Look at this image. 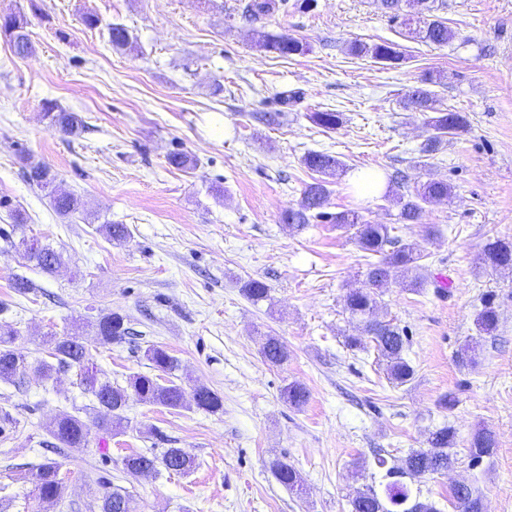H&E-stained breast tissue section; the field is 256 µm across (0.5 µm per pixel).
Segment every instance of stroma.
I'll return each instance as SVG.
<instances>
[{
  "instance_id": "obj_1",
  "label": "stroma",
  "mask_w": 512,
  "mask_h": 512,
  "mask_svg": "<svg viewBox=\"0 0 512 512\" xmlns=\"http://www.w3.org/2000/svg\"><path fill=\"white\" fill-rule=\"evenodd\" d=\"M247 2L0 0V15H24L34 47L20 58L0 36V228L10 225L9 206L21 207L22 236L62 255L48 275L23 247L0 240V321L18 330L26 360L22 385L0 381V408L20 421L0 443V512H28L30 485L18 472L44 461L47 427L63 413L87 423L90 436L56 454L64 495L47 512H99L102 476L132 492L138 512H349L357 492L387 482L375 453L398 465L443 425L457 433L456 464L408 480L412 496L455 512L451 490L464 482L486 512H512V272L492 270L483 254L487 240L512 239V0H447L441 16L455 37L442 47L407 37L379 0H314L257 19L245 17ZM90 14L98 27L86 26ZM112 24L129 30L131 49L111 47ZM258 31L294 37L304 50L266 52L252 40ZM354 40L397 43L405 61L389 70L352 56ZM431 73L442 77L433 87L439 104L464 113L468 126L425 160L430 129L402 100ZM286 90L300 98L284 110ZM49 101L79 113L85 131L52 129ZM326 109L342 112V126L326 132L311 122ZM276 111L279 122L255 118ZM310 151L344 165L327 212L359 211L424 250L427 288L391 282L377 311L409 336L415 374L406 384L390 383L373 343H345L360 329L344 300L363 286L370 262L353 229L318 220L299 231L280 221L314 178L302 162ZM175 152L190 155L194 169L170 166ZM27 156L80 197L79 213L60 218L29 186ZM396 168L413 184L448 181L453 195L419 223H399L393 194L365 199L350 179ZM107 223L127 225L129 237L113 242L101 230ZM18 276L34 285L27 296L12 287ZM443 276L450 287H439ZM250 279L268 286L266 300L243 296ZM489 296L498 331L482 340L477 366L460 368L457 354L475 337L474 315ZM111 311L127 317L134 342L101 341L95 324ZM74 328L112 383L152 374L144 351L158 345L178 360L179 376L218 392L223 409L132 398L126 432L108 433L75 369L49 378L36 371L48 336ZM269 335L286 342L287 363L263 358ZM291 382L309 391L302 407L281 396ZM450 393L454 407H439ZM481 427L498 447L475 466L468 442ZM167 448L185 449L195 469L124 471L125 456ZM276 459L299 471L303 494L275 480Z\"/></svg>"
}]
</instances>
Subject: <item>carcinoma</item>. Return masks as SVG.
Wrapping results in <instances>:
<instances>
[{
  "instance_id": "obj_1",
  "label": "carcinoma",
  "mask_w": 512,
  "mask_h": 512,
  "mask_svg": "<svg viewBox=\"0 0 512 512\" xmlns=\"http://www.w3.org/2000/svg\"><path fill=\"white\" fill-rule=\"evenodd\" d=\"M382 6L393 19L401 20V25L409 33L433 44H448L454 33L447 23L434 12L445 7L441 0H380ZM246 9L253 16L270 15L276 12L288 13V0H251ZM0 32L8 35L15 54L26 56L33 52L32 43L24 31V20L15 14L0 17ZM109 42L117 50L130 46V37L126 28L119 24L109 26ZM258 46L280 56H290L303 51L298 40L282 33L257 32ZM349 54L356 57H370L376 62L396 68L402 64L403 55L395 43L383 40L367 43L355 40L347 46ZM405 107L415 112L426 113L427 125L432 135L420 149L422 156L430 157L437 153L448 141V137L463 131L467 119L463 113L437 107L435 94L423 87L412 88L405 99ZM46 116L51 127L57 131L76 136L84 128V121L76 112H67L52 102L46 105ZM311 120L326 131L336 129L342 123V114L332 110L314 112ZM305 166L320 175V178L305 186L297 206L284 210L281 220L297 228L311 223L313 218H324L332 224H344L355 229L359 247L366 253L378 257L370 264L367 273V285L351 290L345 299V310L363 326V333L370 337L378 355L387 362L388 379L396 385L410 381L414 369L406 357L409 350V338L398 327L382 322L375 317L378 306L377 290L398 278V274L418 271L425 254L416 243H404L390 236L388 225L371 224L356 211L336 214L323 212L329 194L327 178L336 175L342 163L333 155L322 151H311L305 155ZM29 185L47 192L51 206L61 217L74 214L80 207V200L72 193L60 189L56 176L40 162L27 160L24 171ZM453 187L444 180L428 179L415 190L397 197L400 206L399 219L404 224H414L422 216L424 207L448 201ZM13 221L11 230L1 229L0 238L10 247L16 246L13 234L27 222L25 213L19 208L10 210ZM25 246V257L35 263L44 273L52 274L62 264V256L48 246L21 240ZM485 261L495 269L512 270V240L496 238L488 240L484 246ZM269 288L259 280L252 279L242 286L243 295L253 302L268 297ZM499 325V316L491 300L475 316V326L481 338L493 336ZM97 335L105 343H121L132 335L126 317L118 312L101 315L96 323ZM17 339L15 331L4 322L0 324V381L21 383L24 376L25 362L22 354L14 347ZM263 357L273 363L288 361V347L274 336H269L263 346ZM88 349L82 337L70 333L62 337H51L49 359L40 361L38 371L45 377L61 370L77 367L80 371V384L91 393L103 417L98 426L118 433L127 426L124 415L129 396L152 405L166 408H181L186 405V389L174 380L167 383L149 375L137 373L129 377L125 387L112 385V381L98 377V371L88 365ZM147 359L154 368L171 373L178 368L177 360L160 346L152 345L145 350ZM283 396L289 404L301 407L306 404L309 394L299 384H289L283 388ZM191 397L196 408L215 413L223 408V399L205 386L195 385L191 388ZM50 435L62 446L72 448L88 442L90 427L82 420L68 414L57 417L49 429ZM456 432L450 426L437 428L429 433V447L411 450L403 459L401 470L388 469L387 474L421 477L440 473L454 465L452 452ZM497 448V438L493 431L481 428L477 430L470 442L471 461L477 463L493 454ZM126 472L136 475L156 470L158 465L165 469L176 467L179 473L186 474L195 467L194 458L181 448H168L162 457L145 452L126 456L122 460ZM60 464L52 459L34 465L28 469V476L33 484V495L40 503H58L63 496V482L59 478ZM270 471L276 481L290 491L302 492L301 478L296 468L281 460L270 464ZM453 507L457 512H485L482 500L475 489L466 484L452 489ZM351 512H437L430 503L411 501L410 490L392 482L380 494L370 488L358 494L350 501ZM101 512H137L133 496L120 488L105 487L101 497Z\"/></svg>"
}]
</instances>
